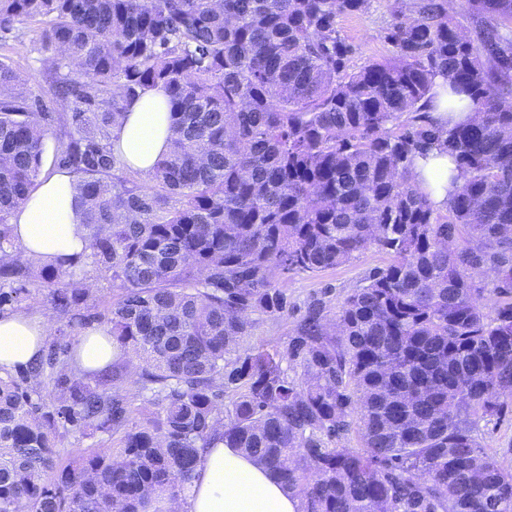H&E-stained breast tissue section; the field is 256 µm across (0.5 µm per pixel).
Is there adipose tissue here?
Wrapping results in <instances>:
<instances>
[{"instance_id": "ef3b65f1", "label": "adipose tissue", "mask_w": 512, "mask_h": 512, "mask_svg": "<svg viewBox=\"0 0 512 512\" xmlns=\"http://www.w3.org/2000/svg\"><path fill=\"white\" fill-rule=\"evenodd\" d=\"M440 101L430 112L434 125L450 128L466 121L468 102L452 94L443 77H436ZM172 135L167 95L162 88L146 90L117 119L112 142L116 158L127 167L151 171L167 150ZM413 174L438 209H446L457 171L441 145L416 155ZM77 177L53 165V148L45 146L42 175L35 189L13 209L10 233L23 258L66 263L86 246V229L74 186ZM47 328L41 315L21 311L0 317V368L12 370L37 360L46 347ZM119 356L103 330L83 332L75 351L76 364L93 373L106 369ZM200 463L172 512H300L298 496L241 450L216 443L199 449Z\"/></svg>"}]
</instances>
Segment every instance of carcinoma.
I'll list each match as a JSON object with an SVG mask.
<instances>
[{"label":"carcinoma","mask_w":512,"mask_h":512,"mask_svg":"<svg viewBox=\"0 0 512 512\" xmlns=\"http://www.w3.org/2000/svg\"><path fill=\"white\" fill-rule=\"evenodd\" d=\"M371 2L0 0L1 32L43 24L64 107L0 60V311L40 295L64 338L0 376V512H166L219 436L300 512H512V469L478 437L512 406V0H466L464 24L449 0H395V55L352 70L337 20ZM437 76L468 122L428 121ZM158 85L173 136L143 179L114 125ZM51 127L87 230L66 266L21 261L8 227ZM435 143L459 171L443 211L412 173ZM369 249L391 261L366 285L246 345L288 315L284 275ZM86 266L118 290L94 313ZM95 322L121 358L79 375ZM68 434L119 447L62 460Z\"/></svg>","instance_id":"carcinoma-1"}]
</instances>
